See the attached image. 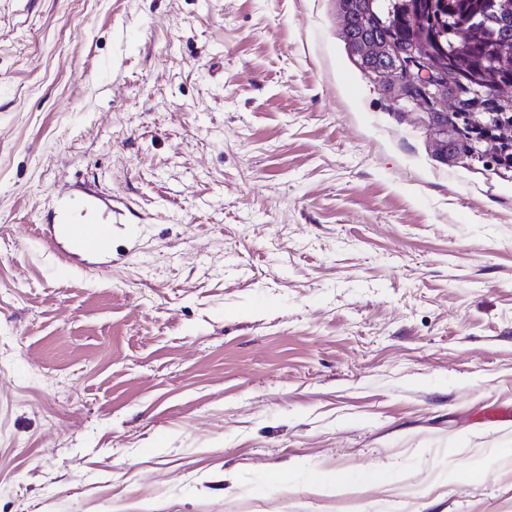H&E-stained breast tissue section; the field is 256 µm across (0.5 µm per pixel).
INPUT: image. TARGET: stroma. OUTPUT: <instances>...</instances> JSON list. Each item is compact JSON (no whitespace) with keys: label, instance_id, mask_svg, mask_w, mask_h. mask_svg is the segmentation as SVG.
<instances>
[{"label":"stroma","instance_id":"1","mask_svg":"<svg viewBox=\"0 0 512 512\" xmlns=\"http://www.w3.org/2000/svg\"><path fill=\"white\" fill-rule=\"evenodd\" d=\"M340 13L0 0V512H512L490 97L437 153ZM88 191L106 272L36 230ZM391 478V473L387 469H373L361 473H324L313 474L310 476L312 484L322 486L323 488L336 490L345 485L354 483H376L387 482Z\"/></svg>","mask_w":512,"mask_h":512}]
</instances>
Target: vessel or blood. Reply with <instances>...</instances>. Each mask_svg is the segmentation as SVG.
I'll return each mask as SVG.
<instances>
[{
  "instance_id": "1",
  "label": "vessel or blood",
  "mask_w": 512,
  "mask_h": 512,
  "mask_svg": "<svg viewBox=\"0 0 512 512\" xmlns=\"http://www.w3.org/2000/svg\"><path fill=\"white\" fill-rule=\"evenodd\" d=\"M42 242L55 250L60 263H68L72 253L96 255L110 248L112 227L108 224H71L60 220L39 229Z\"/></svg>"
}]
</instances>
